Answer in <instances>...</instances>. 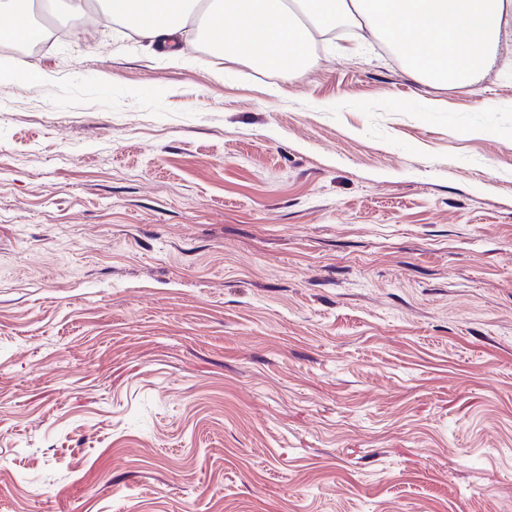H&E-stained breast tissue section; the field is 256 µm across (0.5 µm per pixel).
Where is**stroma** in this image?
Masks as SVG:
<instances>
[{
	"label": "stroma",
	"instance_id": "1",
	"mask_svg": "<svg viewBox=\"0 0 512 512\" xmlns=\"http://www.w3.org/2000/svg\"><path fill=\"white\" fill-rule=\"evenodd\" d=\"M52 19L0 52V512H512V47L468 94L365 26ZM289 0H102L105 14L127 24L152 43L168 44L180 55L181 23L203 10L204 26L224 56L248 55L268 70L294 67L311 32L287 5ZM288 63V64H287Z\"/></svg>",
	"mask_w": 512,
	"mask_h": 512
}]
</instances>
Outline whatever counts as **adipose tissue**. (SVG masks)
I'll return each instance as SVG.
<instances>
[{
    "mask_svg": "<svg viewBox=\"0 0 512 512\" xmlns=\"http://www.w3.org/2000/svg\"><path fill=\"white\" fill-rule=\"evenodd\" d=\"M102 8L177 54L181 23L202 11L224 55H246L272 71L303 56L312 30L333 29L343 18L385 38L421 79L449 80L461 90L471 89L512 32V0H102ZM43 34L20 0H0L1 42H35Z\"/></svg>",
    "mask_w": 512,
    "mask_h": 512,
    "instance_id": "adipose-tissue-1",
    "label": "adipose tissue"
}]
</instances>
